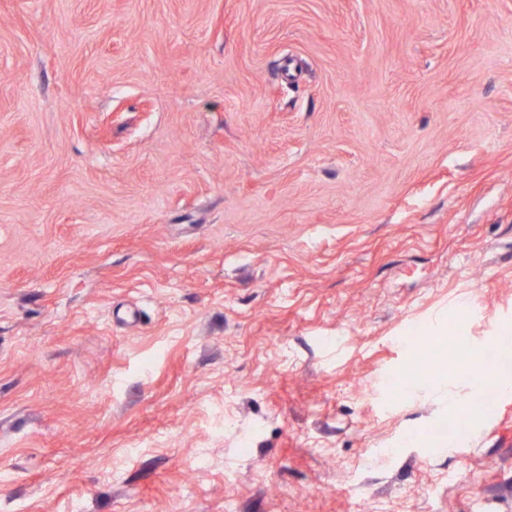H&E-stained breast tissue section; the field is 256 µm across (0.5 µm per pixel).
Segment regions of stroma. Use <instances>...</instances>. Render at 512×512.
Instances as JSON below:
<instances>
[{"label": "stroma", "mask_w": 512, "mask_h": 512, "mask_svg": "<svg viewBox=\"0 0 512 512\" xmlns=\"http://www.w3.org/2000/svg\"><path fill=\"white\" fill-rule=\"evenodd\" d=\"M490 336L512 0H0V512H512ZM458 377L464 380H472V389L469 390L465 395L458 396L453 388L448 383V401L454 402L456 405L468 406L475 396V403L479 405L485 398V391L479 390L475 394V386H484L485 383L491 381L501 388H508L511 386V376L508 375H493L490 379L487 377V372L480 364L479 357L471 355L468 361L461 363L458 367ZM481 372L484 373L481 379L474 380L473 377ZM459 400V402H457ZM460 403V404H459Z\"/></svg>", "instance_id": "1"}]
</instances>
